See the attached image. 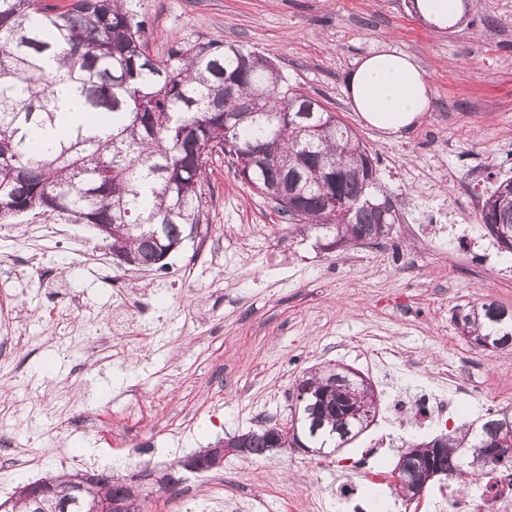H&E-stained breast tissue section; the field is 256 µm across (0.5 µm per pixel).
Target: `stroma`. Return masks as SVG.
Wrapping results in <instances>:
<instances>
[{"mask_svg":"<svg viewBox=\"0 0 512 512\" xmlns=\"http://www.w3.org/2000/svg\"><path fill=\"white\" fill-rule=\"evenodd\" d=\"M148 48L240 44L269 58L366 144L375 199L398 220L377 246L327 249L323 232L284 221L274 203L213 156L207 228L171 253L168 272L118 264L89 224H0V502L62 471H142L150 512H432L430 485L390 494L402 445L512 406V350L466 342L454 306L512 309V254L482 220L512 179V0H488L434 30L411 0H141ZM424 70L431 105L401 137L354 112L345 77L378 49ZM396 353L388 381L372 347ZM370 379L374 422L330 455L226 458L204 472L175 462L217 439L286 425L299 376L329 363ZM464 368L462 394L421 423L393 408ZM368 460L378 480L350 465ZM177 470L180 482L165 486Z\"/></svg>","mask_w":512,"mask_h":512,"instance_id":"obj_1","label":"stroma"}]
</instances>
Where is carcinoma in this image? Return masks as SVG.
Instances as JSON below:
<instances>
[{"label":"carcinoma","mask_w":512,"mask_h":512,"mask_svg":"<svg viewBox=\"0 0 512 512\" xmlns=\"http://www.w3.org/2000/svg\"><path fill=\"white\" fill-rule=\"evenodd\" d=\"M133 0H0V222L50 218L57 224H108L112 247L139 269H164L163 256L202 222V182L216 153L242 165L254 150L268 164L248 184L264 193L297 173L291 199L275 200L293 224L325 232L338 245H377L397 216L370 194L371 156L357 134L323 104L288 83L266 58L238 44L178 45L163 59L148 51L149 24ZM75 94L103 116L101 134L77 125L42 151L36 128L61 121L60 95ZM256 112L257 119H227ZM485 200L481 220L512 254V180ZM451 320L474 345L512 348V312L494 301L454 308ZM290 428H260L231 437L242 457L280 448L339 449L373 422L375 396L355 376L324 367L293 385ZM512 447V407L490 410L473 428L461 425L441 441L412 443L404 472L453 477L463 491L490 471L512 470V458L481 468L479 448ZM83 499L119 496L123 484L101 472Z\"/></svg>","instance_id":"obj_1"}]
</instances>
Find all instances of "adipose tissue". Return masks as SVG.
Masks as SVG:
<instances>
[{
	"instance_id": "adipose-tissue-1",
	"label": "adipose tissue",
	"mask_w": 512,
	"mask_h": 512,
	"mask_svg": "<svg viewBox=\"0 0 512 512\" xmlns=\"http://www.w3.org/2000/svg\"><path fill=\"white\" fill-rule=\"evenodd\" d=\"M351 105L371 127L399 135L417 125L430 106L424 71L408 55L381 49L346 77Z\"/></svg>"
}]
</instances>
